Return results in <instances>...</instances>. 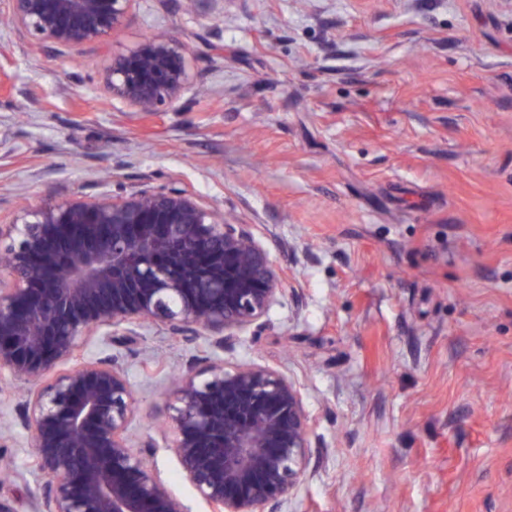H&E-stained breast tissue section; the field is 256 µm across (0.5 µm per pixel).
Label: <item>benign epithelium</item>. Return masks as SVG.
<instances>
[{"mask_svg":"<svg viewBox=\"0 0 512 512\" xmlns=\"http://www.w3.org/2000/svg\"><path fill=\"white\" fill-rule=\"evenodd\" d=\"M136 0H0V16L37 50L80 53L126 26ZM221 18L224 0H187ZM188 45L153 30L109 56L99 87L134 112L175 106L191 86ZM283 277L251 224H231L195 193L104 190L20 207L0 225V375L31 385L18 420L43 479L33 512H183L133 441L134 389L118 360L73 367L94 336L113 342L150 323L202 331L211 351L174 387L172 447L211 512H275L315 445L297 384L219 353L259 333Z\"/></svg>","mask_w":512,"mask_h":512,"instance_id":"7a95c632","label":"benign epithelium"}]
</instances>
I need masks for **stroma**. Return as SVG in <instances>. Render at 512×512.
Listing matches in <instances>:
<instances>
[{"mask_svg": "<svg viewBox=\"0 0 512 512\" xmlns=\"http://www.w3.org/2000/svg\"><path fill=\"white\" fill-rule=\"evenodd\" d=\"M167 30L193 86L147 114L97 84L106 56L0 28V224L22 204L181 185L252 224L288 279L224 364L296 380L317 450L278 512H512V5L226 0L224 25L136 0L119 54ZM206 346L164 327L109 344L135 439L184 512H209L165 435ZM30 436L0 438L30 512Z\"/></svg>", "mask_w": 512, "mask_h": 512, "instance_id": "obj_1", "label": "stroma"}]
</instances>
